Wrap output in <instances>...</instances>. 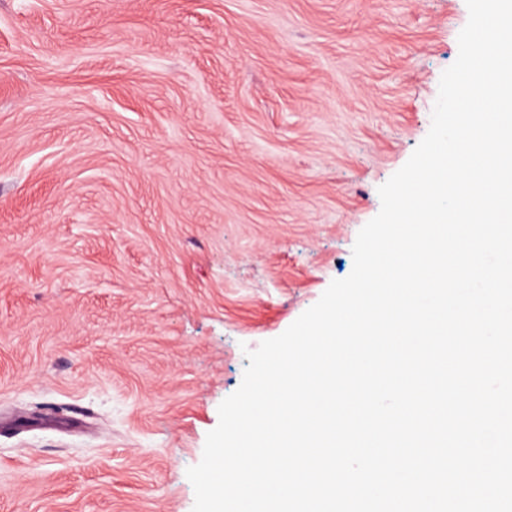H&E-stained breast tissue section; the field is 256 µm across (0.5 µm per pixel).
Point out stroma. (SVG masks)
Wrapping results in <instances>:
<instances>
[{
    "label": "stroma",
    "mask_w": 512,
    "mask_h": 512,
    "mask_svg": "<svg viewBox=\"0 0 512 512\" xmlns=\"http://www.w3.org/2000/svg\"><path fill=\"white\" fill-rule=\"evenodd\" d=\"M466 0H0V512L186 471L427 135Z\"/></svg>",
    "instance_id": "obj_1"
}]
</instances>
